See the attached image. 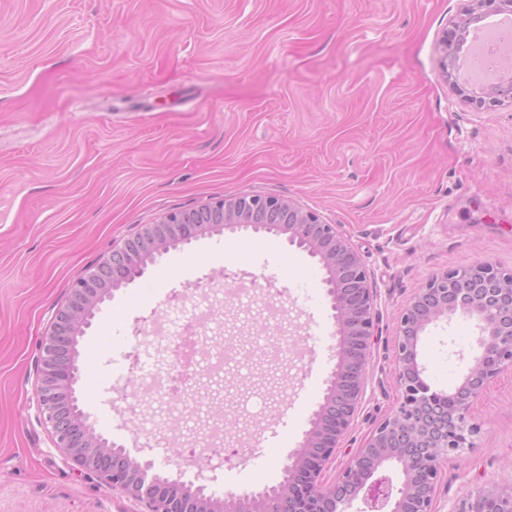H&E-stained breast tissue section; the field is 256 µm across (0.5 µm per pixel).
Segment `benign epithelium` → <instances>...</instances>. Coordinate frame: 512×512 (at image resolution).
I'll return each mask as SVG.
<instances>
[{
  "instance_id": "obj_1",
  "label": "benign epithelium",
  "mask_w": 512,
  "mask_h": 512,
  "mask_svg": "<svg viewBox=\"0 0 512 512\" xmlns=\"http://www.w3.org/2000/svg\"><path fill=\"white\" fill-rule=\"evenodd\" d=\"M467 2L469 19L481 12H512V0ZM249 226L284 234L290 244L319 260L336 324V364L311 428L283 467L289 480L279 491L278 512H293L296 484L304 478L315 486L326 512H341L360 495L371 512H432L442 466L475 447V401L492 378L512 368V271L478 261L428 278L397 318L399 404L375 427L336 481L326 483L322 471L336 458L365 393L375 333L374 296L363 260L337 226L277 196L222 198L190 211L170 212L72 285L42 337L38 367L37 405L56 446L112 489L143 504V512H229L231 502L235 512H269L265 496L257 492L191 495L177 480L160 489L159 477L149 474L150 464L113 447L96 432L75 397L80 379L75 343L92 326L95 312L112 289L141 277L148 261L171 248L215 230ZM456 317L478 320L480 353L459 386L437 391L423 378L420 335L427 326ZM387 465L400 470V486L379 475ZM456 512H512V486H485Z\"/></svg>"
}]
</instances>
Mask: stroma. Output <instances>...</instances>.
Instances as JSON below:
<instances>
[{
	"label": "stroma",
	"mask_w": 512,
	"mask_h": 512,
	"mask_svg": "<svg viewBox=\"0 0 512 512\" xmlns=\"http://www.w3.org/2000/svg\"><path fill=\"white\" fill-rule=\"evenodd\" d=\"M466 0H0V512H142L57 448L36 403L40 340L71 285L169 212L220 198L292 199L337 225L374 292L364 398L334 481L397 405L396 316L433 274L482 260L512 269V103L478 106L440 68ZM273 278L285 345L311 364L234 373L230 460L165 449L175 408L136 428L131 381L162 353L153 314L221 276ZM325 272L272 233L216 232L170 249L113 291L80 337L91 424L162 476L224 496L261 491L310 428L336 363ZM476 321L421 333L420 363L448 391L480 352ZM473 451L442 468L433 512L512 485V368L472 410ZM287 440H280V432Z\"/></svg>",
	"instance_id": "obj_1"
}]
</instances>
